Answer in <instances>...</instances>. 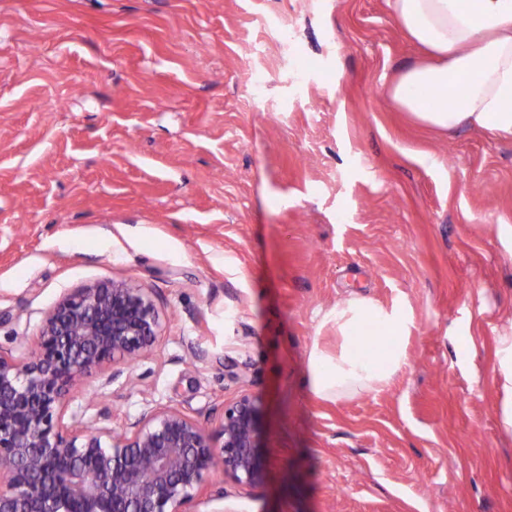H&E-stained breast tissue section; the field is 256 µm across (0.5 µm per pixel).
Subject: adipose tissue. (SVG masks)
<instances>
[{"instance_id": "obj_1", "label": "adipose tissue", "mask_w": 512, "mask_h": 512, "mask_svg": "<svg viewBox=\"0 0 512 512\" xmlns=\"http://www.w3.org/2000/svg\"><path fill=\"white\" fill-rule=\"evenodd\" d=\"M403 33L422 50L388 86L415 120L442 132L465 126L512 133V0H387ZM412 319L404 306L350 298L336 307V351L313 346L307 386L340 401L387 385L406 362ZM373 328L381 342L364 348Z\"/></svg>"}]
</instances>
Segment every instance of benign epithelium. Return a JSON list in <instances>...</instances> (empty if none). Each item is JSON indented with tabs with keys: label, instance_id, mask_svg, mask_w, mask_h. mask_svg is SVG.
I'll use <instances>...</instances> for the list:
<instances>
[{
	"label": "benign epithelium",
	"instance_id": "obj_1",
	"mask_svg": "<svg viewBox=\"0 0 512 512\" xmlns=\"http://www.w3.org/2000/svg\"><path fill=\"white\" fill-rule=\"evenodd\" d=\"M160 298L126 280L64 293L34 346H0V512H191L204 478L254 490L266 482L263 409L243 390L216 429L174 407H149L117 432L88 424L67 401L82 377L151 354Z\"/></svg>",
	"mask_w": 512,
	"mask_h": 512
}]
</instances>
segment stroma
<instances>
[{
  "mask_svg": "<svg viewBox=\"0 0 512 512\" xmlns=\"http://www.w3.org/2000/svg\"><path fill=\"white\" fill-rule=\"evenodd\" d=\"M420 56L386 0H0V345L128 279L160 294L162 336L69 409L213 427L256 394L268 480L206 478L200 512H512V135L402 112L387 87ZM353 297L410 311L407 362L322 401L308 356ZM499 386L505 393L502 424L506 431H512V336L501 338Z\"/></svg>",
  "mask_w": 512,
  "mask_h": 512,
  "instance_id": "stroma-1",
  "label": "stroma"
}]
</instances>
